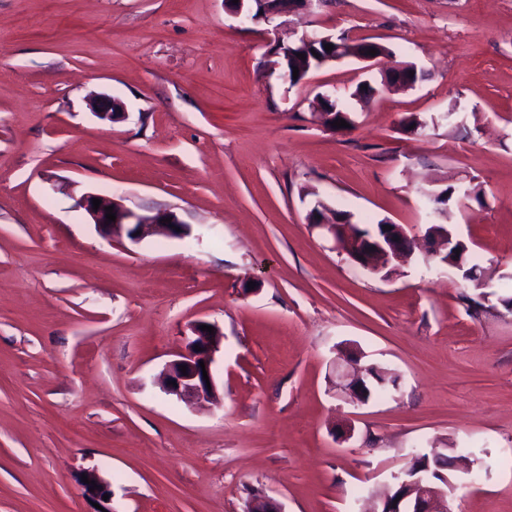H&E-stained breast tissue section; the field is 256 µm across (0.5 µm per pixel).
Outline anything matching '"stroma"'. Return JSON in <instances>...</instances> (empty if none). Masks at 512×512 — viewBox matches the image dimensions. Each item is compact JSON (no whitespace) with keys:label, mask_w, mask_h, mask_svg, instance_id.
Wrapping results in <instances>:
<instances>
[{"label":"stroma","mask_w":512,"mask_h":512,"mask_svg":"<svg viewBox=\"0 0 512 512\" xmlns=\"http://www.w3.org/2000/svg\"><path fill=\"white\" fill-rule=\"evenodd\" d=\"M293 30L373 38L424 78L393 91L345 59L290 85L267 53ZM321 95L350 128L314 122ZM450 185L483 193L446 220L481 290L426 250L370 273L307 222L319 199L421 238L420 190ZM86 192L191 235L114 242L75 209ZM507 297L512 0H324L276 34L224 0H0V512H93L89 470L112 512H244L251 489L372 512L455 448L474 462L453 512H512ZM199 320L224 333L217 406L157 383ZM345 354L397 389L348 402ZM85 475L88 476L89 481H95L96 485L98 486V489H93V491H90V488H93V485L83 482L87 495L93 501L97 502L102 508H104L106 512H112V509L109 506L110 501L112 500V491L110 489V485L102 478H100L94 471H88ZM104 494L109 495L108 500H103Z\"/></svg>","instance_id":"1"}]
</instances>
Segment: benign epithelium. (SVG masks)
<instances>
[{
	"mask_svg": "<svg viewBox=\"0 0 512 512\" xmlns=\"http://www.w3.org/2000/svg\"><path fill=\"white\" fill-rule=\"evenodd\" d=\"M263 5L261 13H255L252 7L254 2ZM278 0H225L227 9L236 18L258 24L260 22L279 28L287 23V17L292 11L301 7L319 5L323 0H295L292 9H282L276 5ZM311 42L336 43L337 35L327 34L320 31L305 32L288 43H276V51L273 53L275 60L270 62L274 68H279L285 79H290L288 68L284 67L279 59L292 54V50L302 47ZM342 55L328 56L320 61L325 64L345 58H356V60L368 64L370 67L387 73L388 68L384 66V56L377 54H353L344 52L339 48ZM120 103L116 100L100 99L95 104L96 114L111 122H118L125 119V113L118 111ZM102 200L98 209H93L92 199ZM74 206L84 210L93 220L95 227L105 236L116 241L128 239L138 242L143 238L161 232L169 237L184 238L188 236L189 229L183 224L176 214L170 211H159L153 215H140L125 208L117 200L108 196L96 193H84L75 199ZM114 207L116 213L115 221L106 219V207ZM317 212L313 213L308 222L320 233L333 240L334 247L338 253L347 257V260L371 273H379L391 263H403L410 258L417 240L410 237L405 228L400 224H394L388 220L383 224L391 226L389 230L380 232H353L349 229L346 221L337 213H328L320 205H314ZM171 222H165V219ZM203 322L198 321L191 325V339L188 340L183 350L176 354V358L166 364L164 376L161 382L163 391L176 397L177 400L188 405H195L202 402L216 401L219 399L218 387L214 378L213 364L214 355L220 348L223 333L219 328H214L210 334L200 329ZM200 350H195V347ZM186 366V372L180 371V366ZM208 378H203V375ZM176 385H171V382ZM344 390L350 401L365 403L368 401L363 376L355 375L344 385ZM90 482H95L97 489H92L90 483L84 484L87 495L97 502L106 512H112L110 501L103 499V495H112L110 485L100 478L96 472L86 473ZM450 491L448 485H443L429 475L420 474L405 468L396 476V482L392 491L385 496L379 512H453L449 506ZM244 512H283L282 505L274 498L264 493H254L246 501Z\"/></svg>",
	"mask_w": 512,
	"mask_h": 512,
	"instance_id": "benign-epithelium-1",
	"label": "benign epithelium"
}]
</instances>
